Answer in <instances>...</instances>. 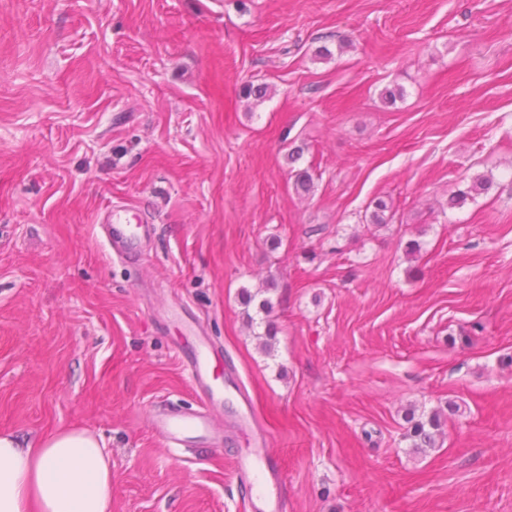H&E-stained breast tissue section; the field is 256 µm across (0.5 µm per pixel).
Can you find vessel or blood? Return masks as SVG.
<instances>
[{
  "label": "vessel or blood",
  "instance_id": "vessel-or-blood-1",
  "mask_svg": "<svg viewBox=\"0 0 512 512\" xmlns=\"http://www.w3.org/2000/svg\"><path fill=\"white\" fill-rule=\"evenodd\" d=\"M133 205L118 208L105 205L102 209L110 224L119 228L118 252L121 256L139 257V242L147 225H130L128 216ZM197 397L196 406L183 408L169 402L151 411V427L164 443L188 448H220L224 436L215 432V409L221 401L210 379L214 369V350L206 338H199L182 359ZM238 424L253 432V447L247 454L236 457L234 471L238 481L249 493V512H288V478L280 468L271 446L269 432L254 422L248 399H241Z\"/></svg>",
  "mask_w": 512,
  "mask_h": 512
}]
</instances>
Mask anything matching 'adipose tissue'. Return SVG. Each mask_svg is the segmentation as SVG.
<instances>
[{
	"label": "adipose tissue",
	"instance_id": "1",
	"mask_svg": "<svg viewBox=\"0 0 512 512\" xmlns=\"http://www.w3.org/2000/svg\"><path fill=\"white\" fill-rule=\"evenodd\" d=\"M112 468L98 440L60 430L30 442L0 433V512H111Z\"/></svg>",
	"mask_w": 512,
	"mask_h": 512
}]
</instances>
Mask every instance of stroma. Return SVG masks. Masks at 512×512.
Instances as JSON below:
<instances>
[{
  "label": "stroma",
  "mask_w": 512,
  "mask_h": 512,
  "mask_svg": "<svg viewBox=\"0 0 512 512\" xmlns=\"http://www.w3.org/2000/svg\"><path fill=\"white\" fill-rule=\"evenodd\" d=\"M200 336L290 512H512V0H0V430L91 432L112 512H247L232 410L221 449L151 429ZM137 210V206L132 202L122 208L112 206V203H107L97 215V222L102 215H106L108 222L113 224L114 229L118 232L119 246L118 253L128 259H141L139 251V242L142 234L146 233L149 224H136L131 227L128 219V214ZM120 226L121 228H117ZM123 226L125 229H123Z\"/></svg>",
  "instance_id": "1"
}]
</instances>
